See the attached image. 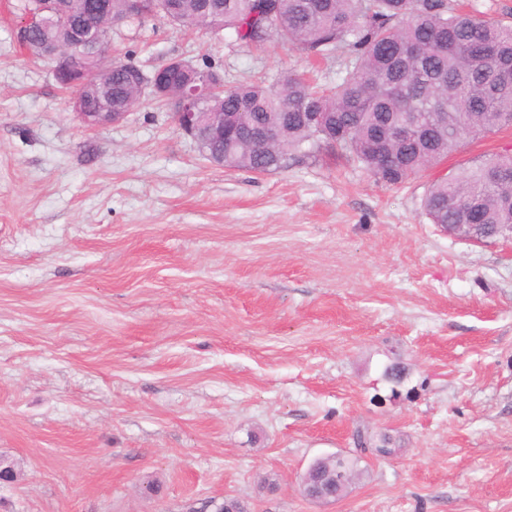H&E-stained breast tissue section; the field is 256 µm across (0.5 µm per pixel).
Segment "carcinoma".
I'll use <instances>...</instances> for the list:
<instances>
[{"mask_svg":"<svg viewBox=\"0 0 512 512\" xmlns=\"http://www.w3.org/2000/svg\"><path fill=\"white\" fill-rule=\"evenodd\" d=\"M148 13L127 17L125 0H112V16L143 27L160 16L171 25L202 29L218 40L229 32L252 47L287 45L308 56L340 60L336 82L319 87L288 73L270 83L246 81L216 92L207 112L234 113L237 131L224 134L202 153L224 157L226 169L271 173L291 156L322 151L353 161L376 183L395 186L427 170L463 146L466 139L512 127V82L497 83V72L512 64V23L486 20L453 0H149ZM23 45L39 55L37 43L57 33L47 17ZM138 66L115 61L112 107L131 111L149 97L175 100L180 75L160 83L144 76L131 86ZM256 129L274 131L268 146L245 141ZM433 224H484L487 237L512 224V153L431 183L423 201ZM390 438L375 445L363 433L357 447L388 456ZM339 462L310 476L315 491L344 494L335 479Z\"/></svg>","mask_w":512,"mask_h":512,"instance_id":"1","label":"carcinoma"}]
</instances>
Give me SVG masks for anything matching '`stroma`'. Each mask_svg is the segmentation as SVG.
<instances>
[{
    "label": "stroma",
    "instance_id": "stroma-1",
    "mask_svg": "<svg viewBox=\"0 0 512 512\" xmlns=\"http://www.w3.org/2000/svg\"><path fill=\"white\" fill-rule=\"evenodd\" d=\"M20 20L0 0V512H512V242L422 206L512 127L398 186L327 153L228 170L147 99L86 126ZM109 36L144 72L183 58L229 86L339 70L159 17ZM331 453L360 476L307 499Z\"/></svg>",
    "mask_w": 512,
    "mask_h": 512
}]
</instances>
